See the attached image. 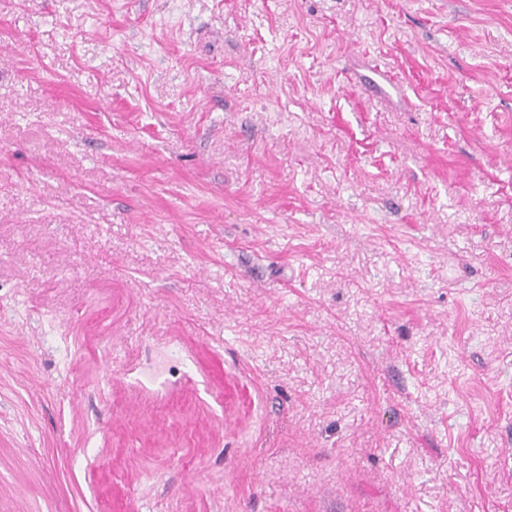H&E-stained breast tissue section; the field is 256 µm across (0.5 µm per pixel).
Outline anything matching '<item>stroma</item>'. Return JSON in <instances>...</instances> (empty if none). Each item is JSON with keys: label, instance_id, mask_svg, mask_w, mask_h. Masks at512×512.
<instances>
[{"label": "stroma", "instance_id": "obj_1", "mask_svg": "<svg viewBox=\"0 0 512 512\" xmlns=\"http://www.w3.org/2000/svg\"><path fill=\"white\" fill-rule=\"evenodd\" d=\"M0 512H512V0H0Z\"/></svg>", "mask_w": 512, "mask_h": 512}]
</instances>
